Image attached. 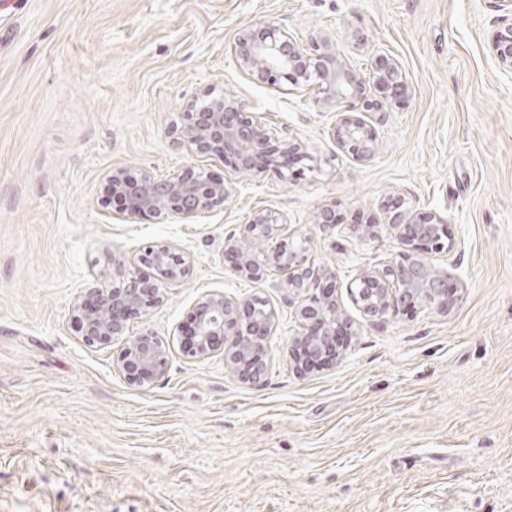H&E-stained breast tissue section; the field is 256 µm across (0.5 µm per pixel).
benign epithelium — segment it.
<instances>
[{
	"label": "benign epithelium",
	"instance_id": "1",
	"mask_svg": "<svg viewBox=\"0 0 512 512\" xmlns=\"http://www.w3.org/2000/svg\"><path fill=\"white\" fill-rule=\"evenodd\" d=\"M501 11L496 44V58L505 71H512V0H496ZM233 57L248 78L257 83L274 82L284 74L295 87L312 85L319 100L336 107L334 134L340 148L360 161L371 160L376 153L375 138L357 110L380 112L382 104L368 97L367 88L376 83L390 98L405 95L408 85L400 64L389 57L375 62L373 72L364 75L341 59L328 41L315 45L309 53L288 31L266 26L256 32L241 30L232 46ZM179 144L197 153L215 154L228 163L238 175L274 172L280 179L289 177L297 155L298 143L280 140L266 126L243 116L239 103L213 91H204L201 100L191 104L183 114V122L173 131ZM112 189L125 198L120 215L133 218L151 216L164 221L177 215L192 221L203 213L221 208L233 191L232 184L195 170H186L168 178L143 172L138 176L122 168L109 175ZM403 202L390 198L384 208L388 223L403 229L404 240L422 250L445 248L447 221L435 212H418L404 219ZM284 220L272 210H259L242 225L239 236L225 243L224 258L232 271L250 279H261L269 267H282L288 275L287 299L321 288L299 306L297 316L302 331L295 338L302 349L301 366L328 362L336 358V300L330 298L320 283L332 277L325 268L314 267L308 253L311 240L297 241L280 235ZM143 261L157 273L154 279L135 273L123 276L111 289H92L88 299L75 307L84 325L86 343L107 344L124 336L129 322L144 318L151 309L164 303L163 284L186 279L193 265L191 257L175 259L167 243L150 247ZM352 296L357 305L371 317L381 318L387 306L366 303L373 289L387 295V301L412 304L415 300L440 303L448 295V277L431 271L420 260H405L381 270L363 272L354 282ZM276 325L272 308H258L248 298L231 300L222 292L200 296L192 309L189 335L191 356L204 360L220 353L231 372L243 380L257 381L264 372L268 338ZM166 346L148 328L143 329L119 354L117 365L133 385L153 384L166 372Z\"/></svg>",
	"mask_w": 512,
	"mask_h": 512
}]
</instances>
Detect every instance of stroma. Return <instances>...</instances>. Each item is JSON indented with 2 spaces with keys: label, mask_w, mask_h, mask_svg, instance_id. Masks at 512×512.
I'll return each mask as SVG.
<instances>
[{
  "label": "stroma",
  "mask_w": 512,
  "mask_h": 512,
  "mask_svg": "<svg viewBox=\"0 0 512 512\" xmlns=\"http://www.w3.org/2000/svg\"><path fill=\"white\" fill-rule=\"evenodd\" d=\"M495 0H0V512H512V73L498 65ZM273 25L328 40L369 72L396 59L408 93L365 114L377 152L334 137L335 107L286 80L256 84L231 45ZM239 100L307 154L302 174L235 181L226 206L187 222L117 220L108 176L223 158L170 130L205 90ZM448 222L420 253L448 277L444 304L366 316L349 285L411 250L382 208ZM334 208L335 228L314 217ZM311 237L351 326L333 363L296 368L300 330L283 273L235 274L225 241L256 211ZM372 232H363V223ZM166 242L193 270L130 335L168 348L152 385H130L123 338L89 345L73 307L90 288L148 274ZM209 291L277 313L265 373L190 357L181 332Z\"/></svg>",
  "instance_id": "1"
}]
</instances>
